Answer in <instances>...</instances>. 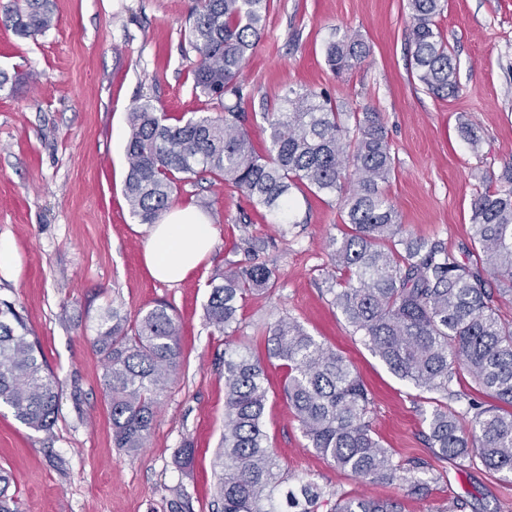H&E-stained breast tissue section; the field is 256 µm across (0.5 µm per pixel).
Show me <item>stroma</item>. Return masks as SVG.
<instances>
[{"mask_svg":"<svg viewBox=\"0 0 512 512\" xmlns=\"http://www.w3.org/2000/svg\"><path fill=\"white\" fill-rule=\"evenodd\" d=\"M55 26L23 39L0 24V298L14 303L57 379L59 415L36 432L0 408V468L12 476L19 512H169L183 486L191 512H212L216 451L224 433V351L248 346L264 360V425L289 486L360 490L402 501L404 512H512V481L479 466L434 459L423 414L428 392L395 376L351 335L331 303L343 278L328 243L341 230L337 194L297 192L291 222L253 210L221 183H185L178 206L207 201L217 230L210 258L185 280L167 284L144 263L148 227L124 193L127 115L148 98L171 117L215 114L192 90L197 56L184 40L196 0H53ZM407 0H270L264 35L246 61L242 107L255 144L263 113L288 90L326 93L342 112H378L395 171L385 186L406 232L442 242L470 262L471 202L512 176V0H446L437 25L459 65L460 90L439 99L412 76ZM370 46L360 65L335 76L325 61L332 35ZM482 138L472 150L461 132ZM250 215V228L241 218ZM260 237L259 259L276 271L272 290L249 296L236 332L205 322L208 283L228 262L247 263L243 234ZM135 315L167 306L180 324V364L164 392L147 446L114 447L103 361L91 340L109 304ZM341 353L371 398L373 428L400 461H430L426 497L406 496L399 480L364 485L311 448L283 394L285 371L268 359L263 331L279 317ZM192 442L184 468L174 454Z\"/></svg>","mask_w":512,"mask_h":512,"instance_id":"obj_1","label":"stroma"}]
</instances>
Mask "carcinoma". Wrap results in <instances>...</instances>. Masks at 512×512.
Here are the masks:
<instances>
[{
    "instance_id": "cac0c4a2",
    "label": "carcinoma",
    "mask_w": 512,
    "mask_h": 512,
    "mask_svg": "<svg viewBox=\"0 0 512 512\" xmlns=\"http://www.w3.org/2000/svg\"><path fill=\"white\" fill-rule=\"evenodd\" d=\"M410 69L423 89L448 98L459 89L458 68L436 25L443 0H408ZM268 0H197L187 43L197 55L195 92L222 114L172 119L150 100L128 116L125 195L142 224H154L174 201L180 182L221 180L253 207L288 223L290 190L341 197V239L329 247L346 279L330 289L332 304L351 333L400 379L437 395L426 439L435 458L481 465L512 477V322L496 303L512 297L511 186L477 194L471 203L475 258L463 263L438 241L408 236L383 190L393 171L385 128L376 112H353L349 126L330 98L288 91L282 109L263 113L269 145L259 151L243 127V65L265 30ZM53 0H8L0 23L23 38L54 26ZM370 54L364 41L344 36L326 45L329 68L341 74ZM274 270L263 262L217 271L205 321L229 335L251 295L268 291ZM179 324L164 307L130 317L112 306L92 346L104 360L115 447H144L160 397L180 363ZM268 358L286 369L283 391L303 436L336 467L363 480L395 476L410 495H424L429 463L394 458L372 430L368 391L350 363L283 316L267 327ZM465 372L488 404L451 390ZM263 365L246 350L224 351V434L216 457L220 512H312L321 492L309 483L286 484L269 449L263 418ZM466 401L462 426L444 400ZM36 432H48L58 412L56 380L14 304L0 299V406ZM0 469V512H19ZM170 512H190L189 494L172 489ZM330 512H403L394 500L338 495Z\"/></svg>"
}]
</instances>
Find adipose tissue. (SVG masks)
Here are the masks:
<instances>
[{
    "label": "adipose tissue",
    "mask_w": 512,
    "mask_h": 512,
    "mask_svg": "<svg viewBox=\"0 0 512 512\" xmlns=\"http://www.w3.org/2000/svg\"><path fill=\"white\" fill-rule=\"evenodd\" d=\"M216 229L196 208L176 207L152 225L145 250L151 275L176 283L196 270L211 252Z\"/></svg>",
    "instance_id": "adipose-tissue-1"
}]
</instances>
